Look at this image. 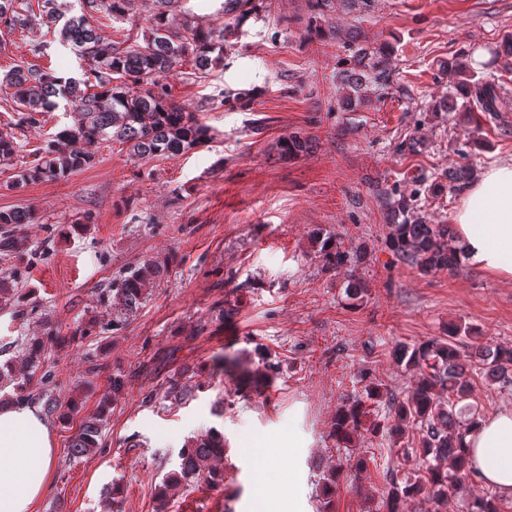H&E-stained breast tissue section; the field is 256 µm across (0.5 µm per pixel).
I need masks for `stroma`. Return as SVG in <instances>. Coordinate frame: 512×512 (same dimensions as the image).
Wrapping results in <instances>:
<instances>
[{"instance_id": "obj_1", "label": "stroma", "mask_w": 512, "mask_h": 512, "mask_svg": "<svg viewBox=\"0 0 512 512\" xmlns=\"http://www.w3.org/2000/svg\"><path fill=\"white\" fill-rule=\"evenodd\" d=\"M253 0L243 21L225 0H181L177 21L227 24L224 65L206 73L184 63L169 73L175 102L211 129V141L175 157L137 159L127 145L94 144L89 166L68 178L5 187L0 211L33 209L23 225L30 251L0 258V273L30 292V310L0 305V363L22 360L21 343L54 335L44 394L77 400L69 423L54 422L56 458L38 512H157L156 493L177 469L193 432H223L219 489L171 490L167 512H386L391 479L413 476L419 432L403 439L358 430L333 434L337 410L376 382L384 398L408 397L415 379L393 357L398 344L471 328L472 348L512 346V283L460 265L421 273L387 246L391 204L411 198L430 224H448L466 188L448 170L512 160V121L468 110L448 66L502 46L512 35V0ZM152 0H129L102 28L107 42L142 37ZM390 52L389 83L356 111L341 109L337 81L349 68L343 36ZM30 62L63 77L86 67L40 22L0 34V75ZM451 100L448 112L435 111ZM59 100L25 130L0 97V136L32 161L51 134L72 125ZM313 141L294 159L282 137ZM86 223L84 233L71 232ZM332 236L347 267H323L319 240ZM150 259L169 270L120 329L100 296L128 266ZM364 283L349 298L348 278ZM126 388L113 401L99 447L72 458L82 419L95 416L112 375ZM189 375L197 391L177 403L171 380ZM459 409L486 414L512 407V386L473 380ZM367 467L357 470V460ZM340 480L332 495L323 483Z\"/></svg>"}]
</instances>
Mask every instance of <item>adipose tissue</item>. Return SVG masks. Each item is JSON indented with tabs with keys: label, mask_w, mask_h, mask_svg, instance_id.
Masks as SVG:
<instances>
[{
	"label": "adipose tissue",
	"mask_w": 512,
	"mask_h": 512,
	"mask_svg": "<svg viewBox=\"0 0 512 512\" xmlns=\"http://www.w3.org/2000/svg\"><path fill=\"white\" fill-rule=\"evenodd\" d=\"M452 222L467 264L511 283L512 162L487 167L469 186ZM466 442L470 470L511 498L512 408L478 417ZM54 451V429L34 404L0 403V512H36Z\"/></svg>",
	"instance_id": "adipose-tissue-1"
}]
</instances>
